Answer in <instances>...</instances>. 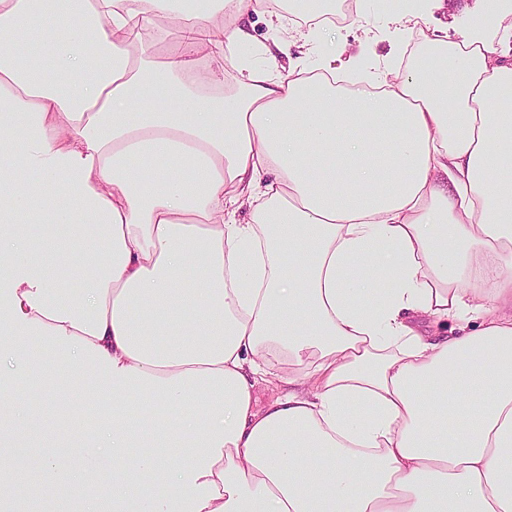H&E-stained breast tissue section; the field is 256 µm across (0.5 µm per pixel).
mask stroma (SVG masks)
I'll list each match as a JSON object with an SVG mask.
<instances>
[{"instance_id":"35a3bbf8","label":"stroma","mask_w":512,"mask_h":512,"mask_svg":"<svg viewBox=\"0 0 512 512\" xmlns=\"http://www.w3.org/2000/svg\"><path fill=\"white\" fill-rule=\"evenodd\" d=\"M487 9L488 0H430L410 32L404 33L397 25L404 13V0H357V11L347 23L328 26L326 34L310 43L290 40L284 51L276 45L267 14L254 13L249 19L252 39L241 46L240 55L255 64L272 57L281 73L300 70L308 75L315 71L317 53L338 45L343 49L338 79L348 85L371 87L394 79L407 60L430 55L427 36L438 34L448 43L460 42ZM68 368L67 361H60L53 378L33 393L16 385L17 400L37 421L54 418L61 398L77 399V391L66 380Z\"/></svg>"}]
</instances>
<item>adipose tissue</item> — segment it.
I'll use <instances>...</instances> for the list:
<instances>
[{"instance_id": "adipose-tissue-1", "label": "adipose tissue", "mask_w": 512, "mask_h": 512, "mask_svg": "<svg viewBox=\"0 0 512 512\" xmlns=\"http://www.w3.org/2000/svg\"><path fill=\"white\" fill-rule=\"evenodd\" d=\"M262 4L0 0L6 376L66 358L92 410L38 438L0 400V503L40 448L55 512H512V63L492 19L377 93L339 87L332 51L317 78L237 64L225 91ZM91 434L112 467L93 488L64 461Z\"/></svg>"}]
</instances>
